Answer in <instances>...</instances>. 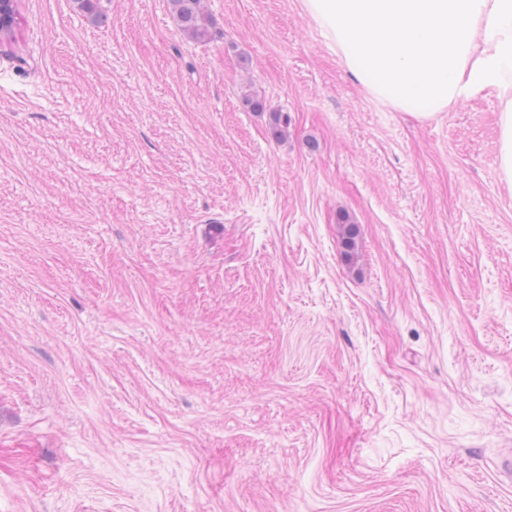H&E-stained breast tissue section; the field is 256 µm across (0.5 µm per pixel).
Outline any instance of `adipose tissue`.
<instances>
[{
    "label": "adipose tissue",
    "mask_w": 512,
    "mask_h": 512,
    "mask_svg": "<svg viewBox=\"0 0 512 512\" xmlns=\"http://www.w3.org/2000/svg\"><path fill=\"white\" fill-rule=\"evenodd\" d=\"M354 76L397 109L447 111L484 91L499 112V170L512 184V0H305Z\"/></svg>",
    "instance_id": "ef3b65f1"
}]
</instances>
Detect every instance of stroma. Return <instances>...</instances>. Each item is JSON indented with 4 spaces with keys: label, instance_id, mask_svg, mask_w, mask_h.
<instances>
[{
    "label": "stroma",
    "instance_id": "35a3bbf8",
    "mask_svg": "<svg viewBox=\"0 0 512 512\" xmlns=\"http://www.w3.org/2000/svg\"><path fill=\"white\" fill-rule=\"evenodd\" d=\"M204 4L17 0L0 512H512L497 98L421 119L304 0ZM203 0H171L172 10L181 30L191 39L206 42L213 38Z\"/></svg>",
    "mask_w": 512,
    "mask_h": 512
}]
</instances>
